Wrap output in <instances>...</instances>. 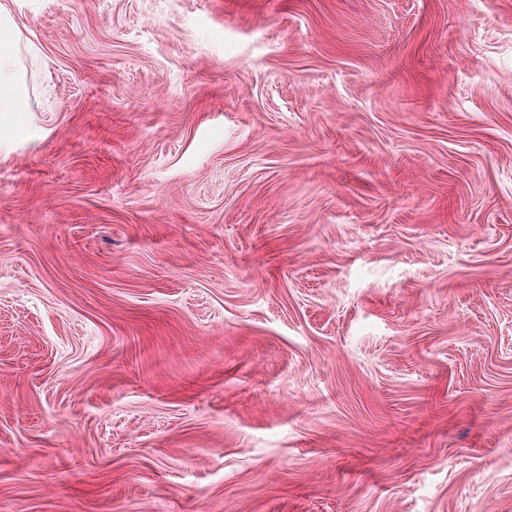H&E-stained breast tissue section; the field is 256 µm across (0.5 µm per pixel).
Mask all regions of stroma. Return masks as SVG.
I'll use <instances>...</instances> for the list:
<instances>
[{
    "label": "stroma",
    "mask_w": 512,
    "mask_h": 512,
    "mask_svg": "<svg viewBox=\"0 0 512 512\" xmlns=\"http://www.w3.org/2000/svg\"><path fill=\"white\" fill-rule=\"evenodd\" d=\"M0 512H512V0H8ZM37 47L22 38L9 8L0 2V113L28 112Z\"/></svg>",
    "instance_id": "stroma-1"
}]
</instances>
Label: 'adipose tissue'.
I'll return each mask as SVG.
<instances>
[{
	"instance_id": "ef3b65f1",
	"label": "adipose tissue",
	"mask_w": 512,
	"mask_h": 512,
	"mask_svg": "<svg viewBox=\"0 0 512 512\" xmlns=\"http://www.w3.org/2000/svg\"><path fill=\"white\" fill-rule=\"evenodd\" d=\"M39 58L23 39L9 8L0 0V113L30 109V79Z\"/></svg>"
}]
</instances>
